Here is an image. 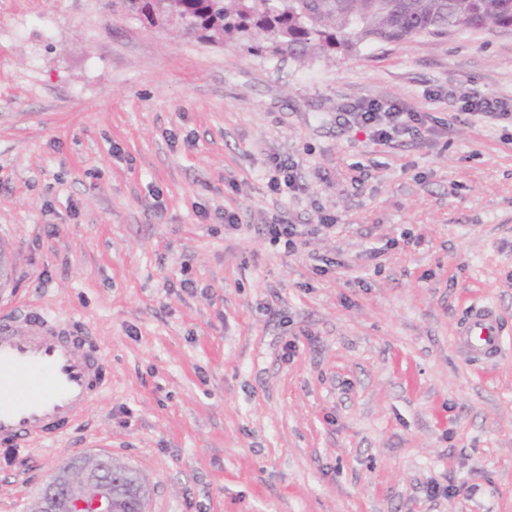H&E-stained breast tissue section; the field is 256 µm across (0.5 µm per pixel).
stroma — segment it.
I'll list each match as a JSON object with an SVG mask.
<instances>
[{
	"mask_svg": "<svg viewBox=\"0 0 512 512\" xmlns=\"http://www.w3.org/2000/svg\"><path fill=\"white\" fill-rule=\"evenodd\" d=\"M469 92L512 105V30L299 60L0 0V308L80 320L110 368L64 439L0 441V512L95 455L147 512H512V119ZM371 101L436 121L378 143L347 120ZM275 157L301 192L269 191ZM325 216L295 252L264 231ZM476 305L497 358L455 342ZM463 103L461 109L466 114L480 118H512V113L507 112L505 103L477 92L464 94Z\"/></svg>",
	"mask_w": 512,
	"mask_h": 512,
	"instance_id": "1",
	"label": "stroma"
}]
</instances>
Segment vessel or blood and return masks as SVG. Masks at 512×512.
<instances>
[{
	"label": "vessel or blood",
	"instance_id": "b4317fda",
	"mask_svg": "<svg viewBox=\"0 0 512 512\" xmlns=\"http://www.w3.org/2000/svg\"><path fill=\"white\" fill-rule=\"evenodd\" d=\"M457 340L471 353L498 356L503 329L496 311L473 309ZM108 385L107 360L78 322L22 305L0 310V440L22 448L64 436Z\"/></svg>",
	"mask_w": 512,
	"mask_h": 512
}]
</instances>
